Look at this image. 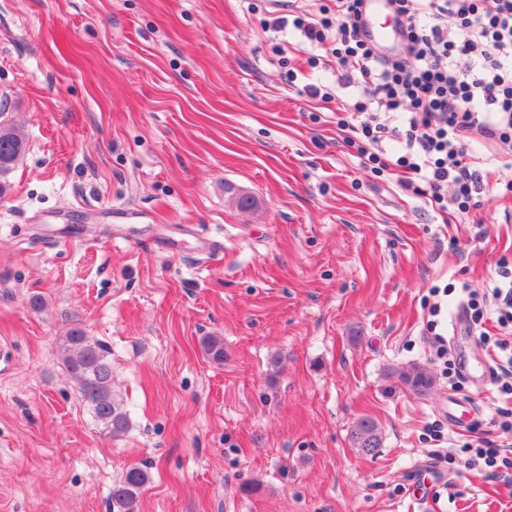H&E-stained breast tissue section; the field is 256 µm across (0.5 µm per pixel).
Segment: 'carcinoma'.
<instances>
[{
	"instance_id": "cac0c4a2",
	"label": "carcinoma",
	"mask_w": 512,
	"mask_h": 512,
	"mask_svg": "<svg viewBox=\"0 0 512 512\" xmlns=\"http://www.w3.org/2000/svg\"><path fill=\"white\" fill-rule=\"evenodd\" d=\"M25 144L14 129L0 123V175L15 167L24 154ZM206 353L216 362L224 361V342L209 336L204 341ZM59 352L63 365L79 383L80 394L90 407L94 420L108 433H126L130 420L120 403L112 397V364L108 351L97 340H91L79 327L71 328L60 337ZM401 382L410 390L426 394L435 385L434 378L419 369L398 373ZM351 447L362 456L376 455L382 445V431L374 419L357 421L350 436ZM150 481L148 471L132 466L112 488V505L118 512H137L138 496Z\"/></svg>"
}]
</instances>
